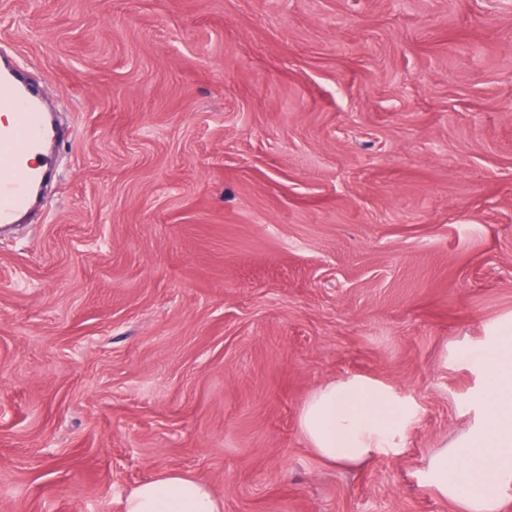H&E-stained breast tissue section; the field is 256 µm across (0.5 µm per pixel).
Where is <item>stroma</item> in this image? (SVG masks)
I'll use <instances>...</instances> for the list:
<instances>
[{
  "mask_svg": "<svg viewBox=\"0 0 512 512\" xmlns=\"http://www.w3.org/2000/svg\"><path fill=\"white\" fill-rule=\"evenodd\" d=\"M69 139L0 236V512H124L166 470L224 512H457L429 455L512 320V0H0ZM362 376L402 448L299 424ZM410 406L387 386L353 376L314 391L300 414L310 447L332 464H357L400 448Z\"/></svg>",
  "mask_w": 512,
  "mask_h": 512,
  "instance_id": "1",
  "label": "stroma"
}]
</instances>
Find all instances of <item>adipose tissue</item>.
Listing matches in <instances>:
<instances>
[{"instance_id":"adipose-tissue-1","label":"adipose tissue","mask_w":512,"mask_h":512,"mask_svg":"<svg viewBox=\"0 0 512 512\" xmlns=\"http://www.w3.org/2000/svg\"><path fill=\"white\" fill-rule=\"evenodd\" d=\"M466 360L483 374L475 418L453 443L436 450L423 471L437 495L460 512H507L512 507V327L498 331ZM410 406L387 386L353 376L314 391L300 414L310 447L332 464H357L400 447ZM203 480L168 471L141 483L125 512H223Z\"/></svg>"}]
</instances>
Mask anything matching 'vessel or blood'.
<instances>
[{"label":"vessel or blood","instance_id":"vessel-or-blood-1","mask_svg":"<svg viewBox=\"0 0 512 512\" xmlns=\"http://www.w3.org/2000/svg\"><path fill=\"white\" fill-rule=\"evenodd\" d=\"M0 109L12 112L10 124L0 127V227L18 223L37 191L54 169L46 143L56 135L43 102L18 75L13 62L0 57Z\"/></svg>","mask_w":512,"mask_h":512}]
</instances>
